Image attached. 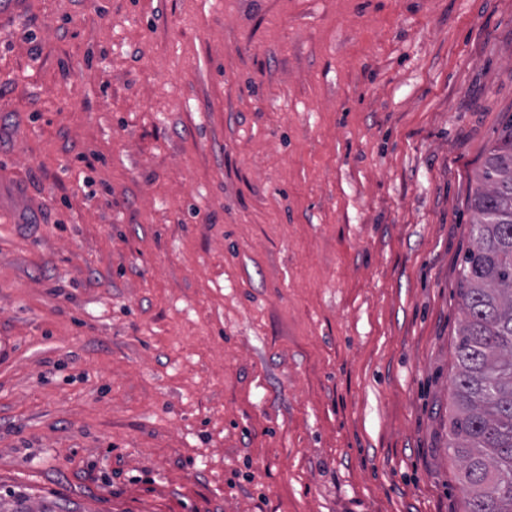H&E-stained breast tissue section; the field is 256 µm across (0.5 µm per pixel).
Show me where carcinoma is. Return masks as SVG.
I'll use <instances>...</instances> for the list:
<instances>
[{"label":"carcinoma","mask_w":512,"mask_h":512,"mask_svg":"<svg viewBox=\"0 0 512 512\" xmlns=\"http://www.w3.org/2000/svg\"><path fill=\"white\" fill-rule=\"evenodd\" d=\"M471 208L448 451L461 464L464 512H512V122L490 148ZM9 497L0 512H69Z\"/></svg>","instance_id":"cac0c4a2"}]
</instances>
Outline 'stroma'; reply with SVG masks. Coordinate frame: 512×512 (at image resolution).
I'll use <instances>...</instances> for the list:
<instances>
[{
  "mask_svg": "<svg viewBox=\"0 0 512 512\" xmlns=\"http://www.w3.org/2000/svg\"><path fill=\"white\" fill-rule=\"evenodd\" d=\"M0 0V495L463 512L459 268L512 0Z\"/></svg>",
  "mask_w": 512,
  "mask_h": 512,
  "instance_id": "obj_1",
  "label": "stroma"
}]
</instances>
